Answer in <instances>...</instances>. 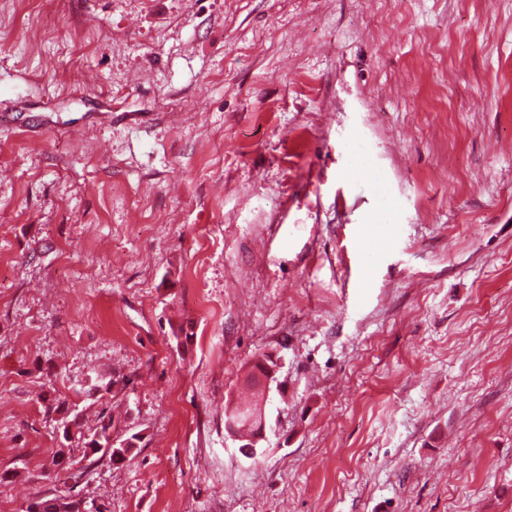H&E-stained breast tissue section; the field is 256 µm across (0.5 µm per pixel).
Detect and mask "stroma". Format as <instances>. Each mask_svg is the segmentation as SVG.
<instances>
[{
  "label": "stroma",
  "mask_w": 512,
  "mask_h": 512,
  "mask_svg": "<svg viewBox=\"0 0 512 512\" xmlns=\"http://www.w3.org/2000/svg\"><path fill=\"white\" fill-rule=\"evenodd\" d=\"M49 401L101 512H512V0H0V512ZM270 360L274 365L269 363ZM259 363L261 374L255 385L261 396L258 405H243L232 401L230 410L237 407L238 417L224 425L227 436L240 443L238 448H249L246 454H243L247 459L249 455L255 456L263 449L260 443L265 440L266 406L270 400L272 385L278 381L279 362L273 355H266L259 360ZM82 444L84 445L83 458L89 461L88 466L95 464L105 458L113 464H117L125 460L127 454L134 448L136 437H129L114 444L112 440V417L106 413H100L99 425L95 432L89 438H84ZM87 448H96L94 455L87 456ZM121 452L122 455L115 458L116 452Z\"/></svg>",
  "instance_id": "stroma-1"
}]
</instances>
